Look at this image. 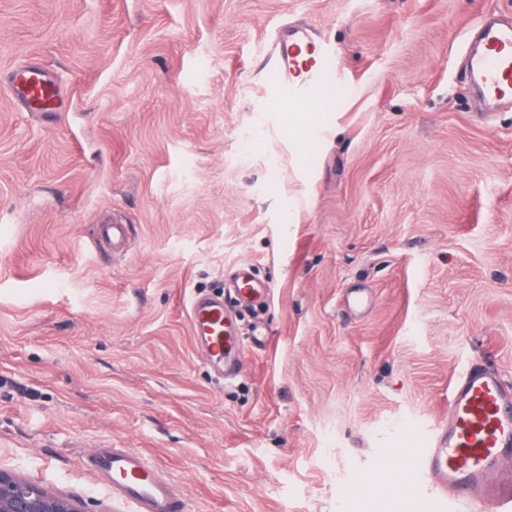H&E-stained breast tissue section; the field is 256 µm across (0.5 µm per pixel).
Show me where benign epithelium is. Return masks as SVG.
Wrapping results in <instances>:
<instances>
[{"label":"benign epithelium","mask_w":512,"mask_h":512,"mask_svg":"<svg viewBox=\"0 0 512 512\" xmlns=\"http://www.w3.org/2000/svg\"><path fill=\"white\" fill-rule=\"evenodd\" d=\"M0 512H83L79 500L60 496L0 470Z\"/></svg>","instance_id":"7a95c632"}]
</instances>
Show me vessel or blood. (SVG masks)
<instances>
[{
  "label": "vessel or blood",
  "mask_w": 512,
  "mask_h": 512,
  "mask_svg": "<svg viewBox=\"0 0 512 512\" xmlns=\"http://www.w3.org/2000/svg\"><path fill=\"white\" fill-rule=\"evenodd\" d=\"M478 50L470 61L474 81L491 100L512 97V25L480 23ZM262 69L278 103L300 95L313 112L336 111L350 87L337 72L328 43L291 32L267 45ZM13 81L28 101L53 108V83L27 66L17 67ZM238 300L249 302L264 291L247 270L234 278ZM192 335L221 375L237 372L248 348L228 318L224 301L195 295L189 305ZM400 482L426 501L430 512H451L476 504L480 512H512V389L483 362L471 363L448 391L447 422L401 451ZM83 467L110 484L125 512H188L162 469L130 448L90 450Z\"/></svg>",
  "instance_id": "obj_1"
}]
</instances>
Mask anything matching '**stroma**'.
I'll return each instance as SVG.
<instances>
[{
    "label": "stroma",
    "instance_id": "stroma-1",
    "mask_svg": "<svg viewBox=\"0 0 512 512\" xmlns=\"http://www.w3.org/2000/svg\"><path fill=\"white\" fill-rule=\"evenodd\" d=\"M486 17L512 0H0V468L85 512H113L101 444L191 512H426L394 449L467 363L512 386V103L464 74ZM277 22L334 49L338 111H272ZM240 265L264 341L222 381L187 304ZM13 81L28 101L38 103L45 109L53 108L58 91L39 71L18 66L13 73Z\"/></svg>",
    "mask_w": 512,
    "mask_h": 512
}]
</instances>
